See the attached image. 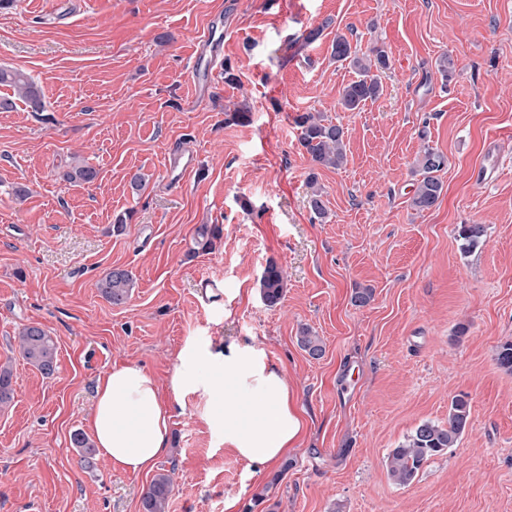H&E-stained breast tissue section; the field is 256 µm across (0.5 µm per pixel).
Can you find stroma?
Wrapping results in <instances>:
<instances>
[{"label": "stroma", "instance_id": "obj_1", "mask_svg": "<svg viewBox=\"0 0 512 512\" xmlns=\"http://www.w3.org/2000/svg\"><path fill=\"white\" fill-rule=\"evenodd\" d=\"M215 17L236 80L216 70L196 104L194 43ZM339 33L389 54L380 97L356 112L339 105L355 77L330 57ZM1 66L30 74L45 109L0 112V366L14 371L0 512H142L153 472L84 460L71 436L88 429L101 375L136 364L167 389L191 340L263 350L306 428L287 457L250 466L211 428L210 401L186 396L159 462L173 479L166 512H512V374L495 360L512 341V0H8ZM241 106L248 121L232 117ZM302 112L343 125L340 168L302 152ZM176 141L198 163L173 188ZM426 145L448 167L438 204L419 212ZM74 163L97 180L65 181ZM203 224L222 235L195 254ZM461 224L485 225L484 244L462 252ZM272 262L285 277L274 307L259 288ZM115 266L135 279L122 306L97 288ZM205 276L222 279V299L203 297ZM357 288L373 289L369 305L352 304ZM31 323L57 342L52 377L18 353ZM305 328L322 357L300 348ZM460 393L471 417L458 445L394 484L390 450L422 421L447 423Z\"/></svg>", "mask_w": 512, "mask_h": 512}]
</instances>
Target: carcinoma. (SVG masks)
Listing matches in <instances>:
<instances>
[{
    "instance_id": "obj_1",
    "label": "carcinoma",
    "mask_w": 512,
    "mask_h": 512,
    "mask_svg": "<svg viewBox=\"0 0 512 512\" xmlns=\"http://www.w3.org/2000/svg\"><path fill=\"white\" fill-rule=\"evenodd\" d=\"M331 55L338 62H349L356 70L355 80L343 87L339 105L345 112H354L369 100L376 99L381 92V74L389 69V56L379 47L363 53L351 43L345 35H338L331 44ZM0 85L15 90L17 97H0V110L10 111L16 108L15 99H20L31 112L45 109L41 87L25 72L18 69L0 68ZM299 130V144L310 160L319 166L339 167L345 159L344 127L327 122L312 112L299 113L294 117ZM448 167V158L441 152L426 146L418 154L414 174L411 206L417 211H425L437 205L443 183L439 172ZM98 177V171L88 165H75L65 174L71 182L92 183ZM222 230L219 226L201 225L195 239L196 250L211 249L219 239ZM486 236L483 224H460L457 239L461 250L469 253L478 248ZM134 282L131 273L120 267L109 269L99 282L101 296L114 306L124 305L131 297ZM259 288L266 305L273 307L280 303L284 292V275L281 268L271 262L264 269ZM299 342L312 357L323 353L322 342L310 331H302ZM18 348L26 364L36 368L42 374L55 373L58 364V347L55 339L42 327L31 324L22 328L18 336ZM496 363L506 373L512 374V341L503 343L497 351ZM13 371L7 367L0 369V406L12 401ZM471 415L468 395L459 394L452 398L448 411V423L440 424L426 420L419 424L404 442L392 449L387 457V472L390 479L399 484L411 483L424 463L449 448L456 447L465 433ZM172 491V480L168 473L157 474L142 499L143 512H166L168 497Z\"/></svg>"
}]
</instances>
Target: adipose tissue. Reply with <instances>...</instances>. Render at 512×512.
<instances>
[{"label": "adipose tissue", "instance_id": "ef3b65f1", "mask_svg": "<svg viewBox=\"0 0 512 512\" xmlns=\"http://www.w3.org/2000/svg\"><path fill=\"white\" fill-rule=\"evenodd\" d=\"M170 390L178 405L191 393L214 399L210 425L251 465L279 462L304 429L281 369L247 343H186ZM94 401L90 431L100 454L131 474L152 470L167 452L172 419L153 378L134 364L112 367L98 379Z\"/></svg>", "mask_w": 512, "mask_h": 512}]
</instances>
